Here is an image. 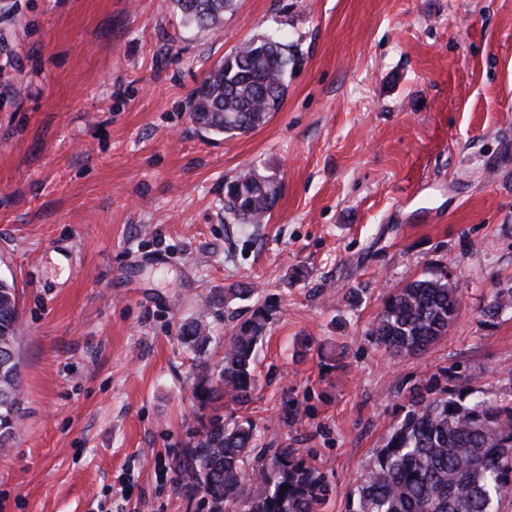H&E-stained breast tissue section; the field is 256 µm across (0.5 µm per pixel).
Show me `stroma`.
Returning a JSON list of instances; mask_svg holds the SVG:
<instances>
[{"label": "stroma", "mask_w": 512, "mask_h": 512, "mask_svg": "<svg viewBox=\"0 0 512 512\" xmlns=\"http://www.w3.org/2000/svg\"><path fill=\"white\" fill-rule=\"evenodd\" d=\"M285 34L277 112L215 136L194 88L245 41ZM0 278L18 291L23 419L0 452V512H194L167 463L196 423L193 360L215 363L255 299L272 311L258 389L224 412L261 448L311 452L347 512L433 374L512 399V0H232L184 26L173 0H0ZM250 170L278 198L224 214ZM441 269L447 338L395 356L385 297ZM205 318L193 354L181 324ZM300 408L284 420L285 405ZM277 193L271 180L244 172L225 183L224 210L234 224H261Z\"/></svg>", "instance_id": "obj_1"}]
</instances>
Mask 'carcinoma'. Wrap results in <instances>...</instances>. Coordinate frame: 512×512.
Returning a JSON list of instances; mask_svg holds the SVG:
<instances>
[{
	"mask_svg": "<svg viewBox=\"0 0 512 512\" xmlns=\"http://www.w3.org/2000/svg\"><path fill=\"white\" fill-rule=\"evenodd\" d=\"M229 0H175L189 26L214 28ZM265 51L250 40L215 66L191 95L200 129L247 134L278 111L290 45ZM278 189L253 172L225 183L224 210L235 224H260ZM17 289L0 279V449L22 416ZM461 308L448 274L407 281L385 298L372 325L376 342L395 355H417L448 330ZM269 306L254 304L249 317L224 339L215 365L194 364L192 398L199 415L187 447L173 460L180 490L195 512H322L333 488L315 458L298 448L256 451L254 425L224 417L219 402L245 407L257 389L256 352L266 333ZM192 352L210 343L199 320L181 326ZM431 375L409 390L411 410L394 428L362 474L348 512H501L512 484V400L493 402L469 379L447 386Z\"/></svg>",
	"mask_w": 512,
	"mask_h": 512,
	"instance_id": "cac0c4a2",
	"label": "carcinoma"
}]
</instances>
